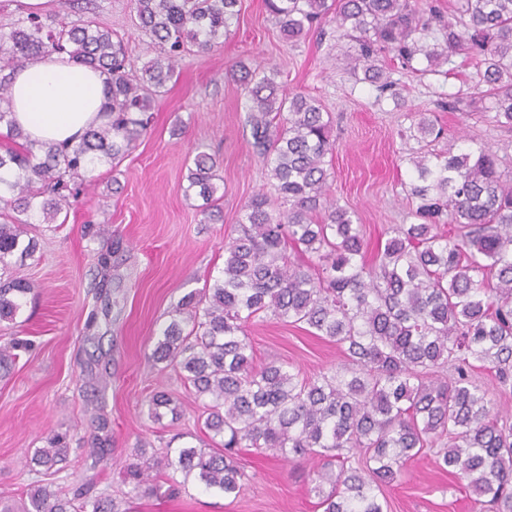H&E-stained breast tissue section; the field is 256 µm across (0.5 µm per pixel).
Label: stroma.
<instances>
[{
  "mask_svg": "<svg viewBox=\"0 0 512 512\" xmlns=\"http://www.w3.org/2000/svg\"><path fill=\"white\" fill-rule=\"evenodd\" d=\"M92 18L124 33L133 69L155 58L158 47L134 25L130 0H96ZM353 41L334 23L322 24L299 41L285 42L264 0H240L239 18L222 48L190 53L180 61L167 93L152 105L147 132L116 167H101L96 184L81 193L59 227L37 225L39 249L20 274L32 285L16 317V336L26 342L11 373L0 378V500L15 502L39 476L26 465L28 451L45 447L53 432L72 437L68 463L56 479L69 489L124 498L123 469L138 441L165 447L181 432L197 433L200 403L173 367L149 356L180 299L200 291L224 264V244L235 237V218L271 181L252 147L245 99L230 79L237 61L261 65L284 91L319 99L332 119L336 141L326 167L331 195L362 224L369 255H376L393 224H410L413 205L405 191L419 149L413 126L419 113L436 118L441 138L490 147L504 178H512V131L484 113L476 87L475 60L459 52L435 71L425 61L403 66L381 53L394 83L380 93L357 81L340 60ZM459 95L457 110L446 103ZM221 161L223 221L205 222L201 200L186 196L194 148ZM119 242L108 280L98 275L97 253ZM247 334L258 362L290 364L313 378L340 363L336 345L313 336L303 324L256 318ZM165 391L181 417L157 425L143 406ZM105 415L112 434V460L94 464L85 437L93 416ZM248 479L238 496L190 487L168 499L142 497L139 512H322L310 492L312 463L288 461L265 450L243 458ZM384 494L391 512H482L455 476L439 470L432 450L407 462Z\"/></svg>",
  "mask_w": 512,
  "mask_h": 512,
  "instance_id": "1",
  "label": "stroma"
}]
</instances>
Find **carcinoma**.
<instances>
[{
  "label": "carcinoma",
  "instance_id": "1",
  "mask_svg": "<svg viewBox=\"0 0 512 512\" xmlns=\"http://www.w3.org/2000/svg\"><path fill=\"white\" fill-rule=\"evenodd\" d=\"M132 4L139 29L160 50L136 77L123 38L92 20L29 12L0 27V323H14L30 291L12 259L36 253L31 225L56 223L80 195L71 182L92 186L98 168L132 149L182 53L222 47L239 0ZM266 8L289 40L316 22L336 23L356 42L345 69L382 93L393 82L378 64L380 51L406 66L421 55L430 68L466 51L478 59L492 120L512 129V0H460L441 24L443 47L428 42L432 18L408 0H266ZM54 54L105 76L103 121L66 148L30 142L11 119L14 69ZM232 78L247 96L252 147L275 195L259 192L242 207L224 266L202 292L179 301L151 355L176 367L201 401L212 446L169 443L163 453L137 446L121 505L88 487L54 489L51 476L69 451L67 434L54 433L29 457L43 482L4 512H134L133 500L179 495L191 482L235 495L245 479L241 453L250 448L323 460L308 474L323 512H388L384 487L404 462L435 446V463L457 474L481 505L512 512V424L477 383L486 376L512 390V180L503 178L498 156L454 138L446 152L412 157L408 195L417 201V222L392 226L370 265L363 225L329 195L325 158L335 143L321 102L281 93L259 67L241 64ZM414 132L419 143L441 136L426 113ZM193 164L186 192L203 200L206 214L220 201L218 162L200 151ZM445 219L454 234L441 229ZM290 248L316 255L318 267L293 263ZM261 314L307 325L336 343L344 363L313 380L282 363L256 364L246 328ZM20 346H0V377ZM448 370L450 377H438ZM145 406L157 423L168 413L180 417L165 392ZM91 423L89 455L98 464L112 453L109 421L99 415Z\"/></svg>",
  "mask_w": 512,
  "mask_h": 512
}]
</instances>
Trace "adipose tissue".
<instances>
[{"instance_id":"adipose-tissue-1","label":"adipose tissue","mask_w":512,"mask_h":512,"mask_svg":"<svg viewBox=\"0 0 512 512\" xmlns=\"http://www.w3.org/2000/svg\"><path fill=\"white\" fill-rule=\"evenodd\" d=\"M12 119L33 142L71 146L99 123L106 95L103 75L54 55L17 68Z\"/></svg>"}]
</instances>
